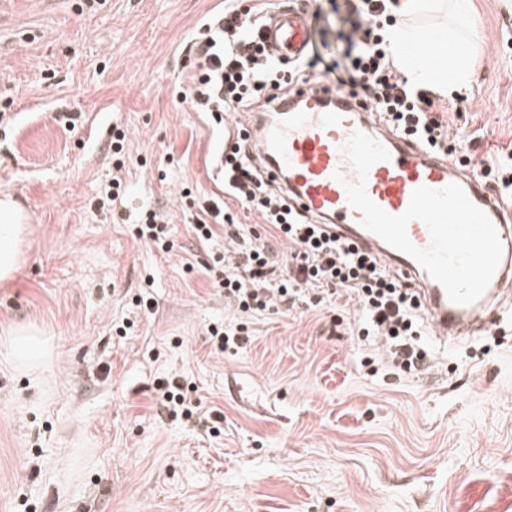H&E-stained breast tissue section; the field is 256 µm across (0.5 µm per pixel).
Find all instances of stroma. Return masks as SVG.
Here are the masks:
<instances>
[{
    "instance_id": "1",
    "label": "stroma",
    "mask_w": 512,
    "mask_h": 512,
    "mask_svg": "<svg viewBox=\"0 0 512 512\" xmlns=\"http://www.w3.org/2000/svg\"><path fill=\"white\" fill-rule=\"evenodd\" d=\"M224 0H0V191L28 210L15 278L0 283V512H512V317L473 339L426 337L430 368L370 374L356 305L252 320L235 354L207 326L234 320L205 270L183 185L221 194L224 142L172 99L187 45ZM333 58L344 0H321ZM471 79L448 131L475 164L512 152V0H472ZM128 134L122 204L103 203L113 127ZM154 209L162 252L134 235ZM153 309L138 308L139 299ZM128 321L127 335L112 331ZM35 329L40 361L11 332ZM192 382L214 435L159 416V379Z\"/></svg>"
}]
</instances>
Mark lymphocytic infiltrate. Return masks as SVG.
<instances>
[{
	"label": "lymphocytic infiltrate",
	"instance_id": "f902f5d3",
	"mask_svg": "<svg viewBox=\"0 0 512 512\" xmlns=\"http://www.w3.org/2000/svg\"><path fill=\"white\" fill-rule=\"evenodd\" d=\"M393 2L352 0L356 19L342 61L326 67L319 54L309 53L291 65L285 78L280 62L264 45L254 10L240 9L237 0H230L222 13L204 18L198 26L188 46V78L173 96L183 108L208 114L220 125L227 113L268 109L296 86L324 84L367 102L391 131L417 141L425 150L454 157L456 145L437 88L411 81L390 51L388 31L396 23ZM213 164L225 197L198 206L191 229L203 244L220 235L230 238L231 248L206 268L230 306L246 316L272 308L285 313L318 306L342 290L357 303L358 336L380 344L393 368L414 375L427 371L428 353L420 342L425 307L410 281L391 274L373 254L349 246L329 225L294 209L240 146L229 144L218 150ZM228 197L261 216L271 230V241L247 233L236 212L225 206ZM275 240L290 244L291 256L275 251L271 246ZM155 390L160 412L217 433L185 378L159 380Z\"/></svg>",
	"mask_w": 512,
	"mask_h": 512
}]
</instances>
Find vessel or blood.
<instances>
[{
  "instance_id": "vessel-or-blood-1",
  "label": "vessel or blood",
  "mask_w": 512,
  "mask_h": 512,
  "mask_svg": "<svg viewBox=\"0 0 512 512\" xmlns=\"http://www.w3.org/2000/svg\"><path fill=\"white\" fill-rule=\"evenodd\" d=\"M269 50L276 58L302 57L310 44L304 10H278L262 28ZM356 132L376 139L390 158L375 163L366 179L368 196L392 215L403 213L413 191L421 186L441 189L460 185L470 200L494 224L503 246L500 265L481 299L470 305L451 302L444 288L411 256L391 247L364 228L362 215L349 206L346 191L333 177L342 170L355 172L341 152ZM224 135L244 141L247 152L260 156L275 183L288 189L299 210L333 224L336 234L378 256L394 274L415 281L426 317L437 342L473 335L484 327L499 298L512 291V204L475 176H461L454 162L427 152L416 142L383 128L373 112L325 85H309L289 96L271 112H242L227 120Z\"/></svg>"
}]
</instances>
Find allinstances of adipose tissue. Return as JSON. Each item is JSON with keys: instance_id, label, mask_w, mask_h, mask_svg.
<instances>
[{"instance_id": "obj_1", "label": "adipose tissue", "mask_w": 512, "mask_h": 512, "mask_svg": "<svg viewBox=\"0 0 512 512\" xmlns=\"http://www.w3.org/2000/svg\"><path fill=\"white\" fill-rule=\"evenodd\" d=\"M424 34L411 27L394 26L389 31L392 51L407 75L423 83H461L467 78L463 63H455L445 71L441 62L416 54ZM28 231L27 215L16 204L13 195L0 193V282L10 281L21 264L22 245Z\"/></svg>"}]
</instances>
